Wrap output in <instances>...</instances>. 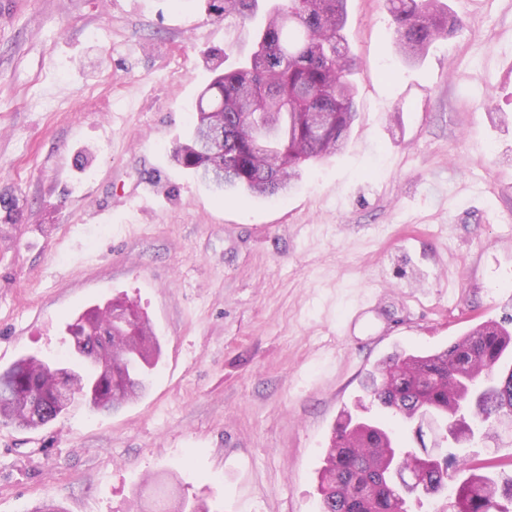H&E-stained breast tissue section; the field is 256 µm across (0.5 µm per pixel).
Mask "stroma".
<instances>
[{
    "label": "stroma",
    "mask_w": 512,
    "mask_h": 512,
    "mask_svg": "<svg viewBox=\"0 0 512 512\" xmlns=\"http://www.w3.org/2000/svg\"><path fill=\"white\" fill-rule=\"evenodd\" d=\"M415 62L387 0H348L358 115L345 150L277 196L216 195L171 154L210 73L252 25L205 0H0V369L65 357L66 324L115 299L161 356L115 409L0 424V512H321L343 409L399 351L512 315V0ZM378 305L351 319V289Z\"/></svg>",
    "instance_id": "35a3bbf8"
}]
</instances>
